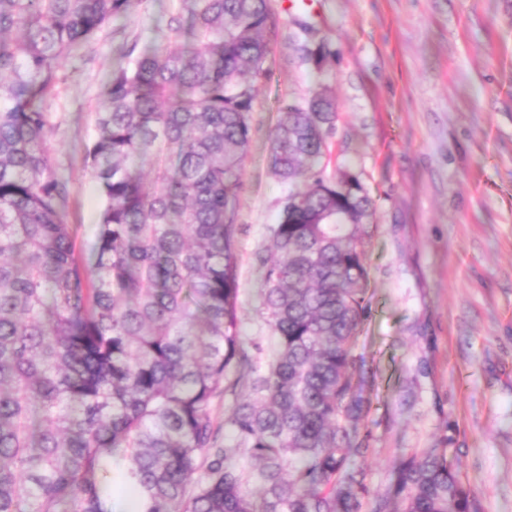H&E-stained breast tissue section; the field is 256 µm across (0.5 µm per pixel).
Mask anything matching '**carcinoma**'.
I'll list each match as a JSON object with an SVG mask.
<instances>
[{
    "label": "carcinoma",
    "mask_w": 512,
    "mask_h": 512,
    "mask_svg": "<svg viewBox=\"0 0 512 512\" xmlns=\"http://www.w3.org/2000/svg\"><path fill=\"white\" fill-rule=\"evenodd\" d=\"M142 0H0V512H363L351 349L370 310L375 201L327 173L336 99L281 109L285 187L241 336L237 209L271 0H184L105 84L85 160L103 207L89 258L40 101L59 62ZM289 35L320 73L329 43ZM232 396L219 424L214 401ZM234 445L220 442L221 428ZM371 512H474L448 449L409 457Z\"/></svg>",
    "instance_id": "carcinoma-1"
}]
</instances>
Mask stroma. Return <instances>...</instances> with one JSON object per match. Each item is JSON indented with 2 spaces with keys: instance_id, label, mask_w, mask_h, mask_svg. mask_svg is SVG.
<instances>
[{
  "instance_id": "35a3bbf8",
  "label": "stroma",
  "mask_w": 512,
  "mask_h": 512,
  "mask_svg": "<svg viewBox=\"0 0 512 512\" xmlns=\"http://www.w3.org/2000/svg\"><path fill=\"white\" fill-rule=\"evenodd\" d=\"M183 0H143L58 68L41 106L46 146L70 182L67 220L90 254L102 199L84 149L120 50L151 45ZM272 42L243 163L237 222L241 331L254 310V256L283 186L270 164L282 106L317 85L336 94L331 164L359 172L376 201L368 245L371 313L352 355L370 408L357 463L383 493L405 458L449 449L475 512H512V0H272ZM329 42L322 73L288 33Z\"/></svg>"
}]
</instances>
